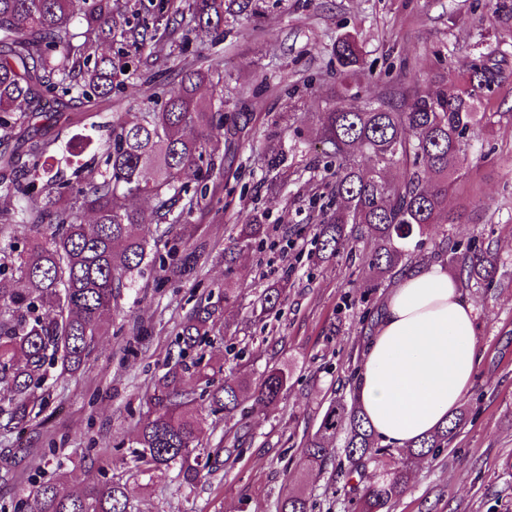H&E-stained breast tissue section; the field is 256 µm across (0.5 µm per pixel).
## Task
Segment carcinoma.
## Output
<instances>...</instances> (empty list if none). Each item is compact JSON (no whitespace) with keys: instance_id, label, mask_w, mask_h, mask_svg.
I'll use <instances>...</instances> for the list:
<instances>
[{"instance_id":"1","label":"carcinoma","mask_w":512,"mask_h":512,"mask_svg":"<svg viewBox=\"0 0 512 512\" xmlns=\"http://www.w3.org/2000/svg\"><path fill=\"white\" fill-rule=\"evenodd\" d=\"M153 25L126 31L123 0H0V145L13 140L18 125L37 128L45 112H28L24 105L60 92L78 99L110 101L125 88L127 62L112 54L116 35L130 34L149 53L164 45L159 30L182 31V42L202 39L229 18L253 7V0H139ZM341 68L363 63L358 41L347 35L335 45ZM501 67L496 50L479 53L467 72L450 89L442 81H415L414 99L391 88L385 101L361 108L340 94L319 117L322 154L336 162L331 193L337 206L318 224V256L334 255L349 244L347 226H357L374 244L369 261L377 279L391 277L406 259V244L427 227L442 223L447 212L451 169L467 159L471 143L488 123L483 98L494 92ZM178 86L164 87L148 99L165 98L160 110L151 107L132 118L117 115L90 128H104L101 157L91 165L74 160L68 144L57 156L58 139L36 135L23 149L0 151V239L9 238V252L0 253V418L5 426L23 430L44 404L47 369L59 366L75 374L86 365L105 324L111 303L130 288L146 267L157 273V284L188 280L207 263V244L185 248L170 238L154 236L138 201L153 202L154 224L173 227L187 223L196 211L209 208L208 182L224 179L216 165V150L234 135L224 127V98L217 93L222 74L198 60L181 61ZM213 91L215 105L197 97L201 87ZM366 156L372 166L359 167ZM400 167L398 181L387 172ZM93 214L89 223L79 218ZM30 236L23 247L13 243L18 226ZM229 253L249 247L266 233L256 215L237 225ZM467 279L488 285L498 274V255L491 246L460 254ZM226 288L214 302L199 303L183 317L176 333L178 360L153 382L149 411L140 419L132 451L135 469L153 476L177 470L180 485L192 488L212 473L211 459L219 452L200 451L203 412L222 413L234 420L247 390L245 379L223 374V364L203 356L186 361L205 338L220 331ZM284 288H266L260 313L281 304ZM288 388V365L268 367L254 390L261 409L278 407ZM463 422L448 423L404 448L379 444L361 409L338 400L325 412L318 432L307 439L302 453L322 468L332 460L325 445L343 434L348 465L334 469L346 482L364 479L370 462L380 456L398 458L394 467L363 485L361 512H390L408 487L409 462L446 448ZM66 473L39 484L25 512H127V488L93 484L81 494L62 485ZM277 512H309L301 488L286 491Z\"/></svg>"}]
</instances>
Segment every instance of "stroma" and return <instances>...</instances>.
<instances>
[{"instance_id": "stroma-1", "label": "stroma", "mask_w": 512, "mask_h": 512, "mask_svg": "<svg viewBox=\"0 0 512 512\" xmlns=\"http://www.w3.org/2000/svg\"><path fill=\"white\" fill-rule=\"evenodd\" d=\"M346 34L357 37L368 67L347 81L359 105L391 86L411 89L416 73L462 75L480 45L497 48L504 66L487 102L492 123L448 192V210L460 221L412 239L406 263L438 259L445 237L461 249L492 244L512 274V22L495 16L491 0H259L254 12L225 23L219 38L192 42L186 53L223 71L224 121L237 129L219 152L224 179L209 187L210 210L191 218L206 229L209 262L198 279L163 288L145 272L118 296L83 370H51L39 416L23 433L0 429V505L27 499L62 470L70 493L97 481L125 484L133 512H276L293 486L305 489L310 512H359L353 488L312 470L301 454L328 406L353 402L362 345L396 284L369 278L371 247L360 237L337 255L313 257L316 228L336 207L332 171L316 143L318 114L335 100L334 47ZM101 109L96 101L65 100L58 122H40L38 134H83L82 113ZM277 146L289 156L275 167ZM248 214L268 233L225 262L235 226ZM280 284L281 305L256 319L262 291ZM225 286L237 298L224 306L223 335L207 338L206 357L254 382L289 360L288 389L274 410L244 395L237 415L248 428L244 437L222 425L206 431L207 448L242 444L234 466L191 489L171 471L135 475L131 441L155 377L177 358L176 326ZM463 295L474 306L481 357L459 405L465 420L448 447L412 463L409 489L392 512H501L512 499V277Z\"/></svg>"}]
</instances>
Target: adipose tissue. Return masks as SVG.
<instances>
[{"label":"adipose tissue","instance_id":"ef3b65f1","mask_svg":"<svg viewBox=\"0 0 512 512\" xmlns=\"http://www.w3.org/2000/svg\"><path fill=\"white\" fill-rule=\"evenodd\" d=\"M479 364L473 304L444 266L420 265L390 293L354 397L380 443L400 448L451 417Z\"/></svg>","mask_w":512,"mask_h":512}]
</instances>
